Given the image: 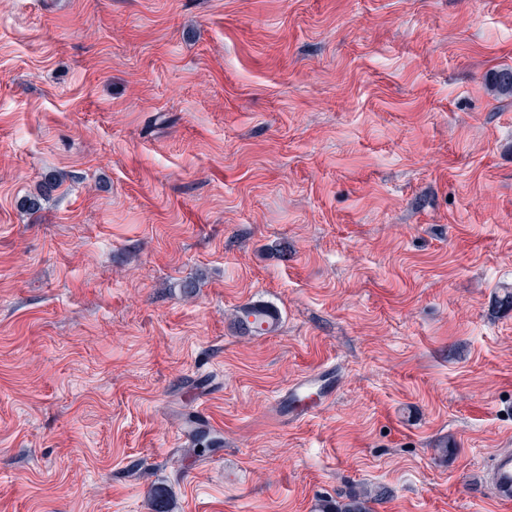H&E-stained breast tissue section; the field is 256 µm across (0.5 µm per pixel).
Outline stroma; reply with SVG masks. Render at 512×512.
<instances>
[{
  "mask_svg": "<svg viewBox=\"0 0 512 512\" xmlns=\"http://www.w3.org/2000/svg\"><path fill=\"white\" fill-rule=\"evenodd\" d=\"M503 67L512 0H0V512H512ZM62 183V177L49 176L40 182L33 192L20 200V208L26 212L37 213L42 209L43 202L48 201ZM251 317L253 320H250ZM235 322L237 328L243 334H263L272 329L275 318L268 307L250 305L240 308ZM489 483L499 501H512V454L510 452L495 457L489 471ZM381 496L382 493H373L367 487L352 489L342 500H318L314 512H369V503Z\"/></svg>",
  "mask_w": 512,
  "mask_h": 512,
  "instance_id": "35a3bbf8",
  "label": "stroma"
}]
</instances>
